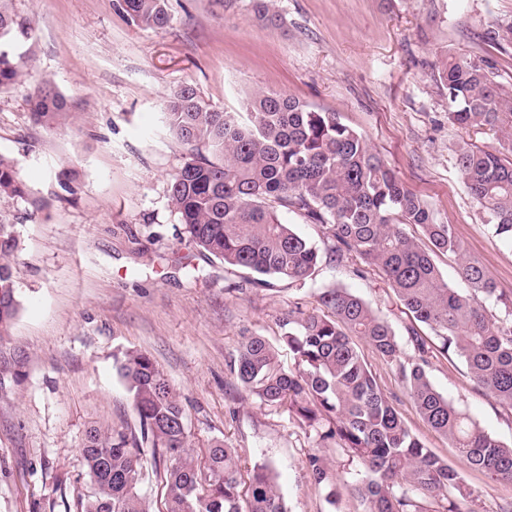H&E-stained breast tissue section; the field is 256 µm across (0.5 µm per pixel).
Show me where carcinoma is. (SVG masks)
<instances>
[{
    "label": "carcinoma",
    "instance_id": "obj_1",
    "mask_svg": "<svg viewBox=\"0 0 512 512\" xmlns=\"http://www.w3.org/2000/svg\"><path fill=\"white\" fill-rule=\"evenodd\" d=\"M138 23L164 29L166 0H123ZM0 89L24 74L15 48L29 28L0 0ZM490 57L453 58L435 81L448 99V120L500 134V148L460 146L456 165L471 196L490 217V230L512 246V89L497 80ZM31 117L53 127L70 118L68 101L50 81L36 87ZM169 131L190 149L173 175L169 198L189 239L225 264L259 276L306 283L318 251L284 221L294 213L320 228L329 258L352 263L357 275L377 268L415 321L444 352L467 366L477 385L512 408V294L495 288L467 256L450 224H439L424 200L407 189L384 158L334 112L258 89L246 114L206 104L192 85L171 94L164 108ZM207 153H202V150ZM28 194L14 161L0 154V196ZM420 229L416 238L405 227ZM16 240L0 224V335L18 312L10 256ZM454 258L462 288L448 286L436 257ZM319 307L288 311L281 342L296 367L285 370L278 350L261 336H244L230 361L237 383L267 406L288 407L321 448L334 443L363 468L350 487L365 512H476L457 471L406 428L393 400L368 369L359 344L390 365L405 394L435 431L472 468L512 483V446L482 429L431 382L430 345L406 327L413 354L403 355L389 323L349 288L318 295ZM118 373L133 396L140 434L92 428L82 448L93 494L81 512H150L139 484L147 464L163 466L166 512H287L274 466L242 473L236 449L215 440L203 462L189 456L182 405L155 361L131 351ZM306 468L336 503L342 486L325 459L310 453Z\"/></svg>",
    "mask_w": 512,
    "mask_h": 512
}]
</instances>
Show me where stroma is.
<instances>
[{"label": "stroma", "instance_id": "obj_1", "mask_svg": "<svg viewBox=\"0 0 512 512\" xmlns=\"http://www.w3.org/2000/svg\"><path fill=\"white\" fill-rule=\"evenodd\" d=\"M30 24L24 76L0 89V154L14 159L24 198L0 196V224L17 241L11 263L18 314L0 336V512H81L92 495L82 447L87 431L137 430L117 358L140 351L164 371L186 412L190 453L211 441L236 448L243 469L271 461L288 512H364L343 491L336 503L307 471L322 452L341 483L359 468L340 448L317 449L287 408L262 405L229 373L244 336L278 345L294 305L312 310L320 292L352 289L388 321L411 355V318L377 269L326 259L321 229L286 220L323 258L312 280L259 283L189 245L169 199L188 151L162 113L181 85L207 104L242 111L257 88L334 112L380 152L452 225L466 253L512 292V247L494 237L456 166L466 141L497 146L498 134L449 123L433 74L446 57L491 56L512 85V0H273L276 22L251 0H167L171 22L133 21L121 0H12ZM44 78L71 116L42 127L29 98ZM364 359L392 396L410 433L448 461L479 512L512 503V483L470 468L404 395L394 370L371 349ZM428 375L486 432L512 444V408L489 397L454 354L433 348Z\"/></svg>", "mask_w": 512, "mask_h": 512}]
</instances>
